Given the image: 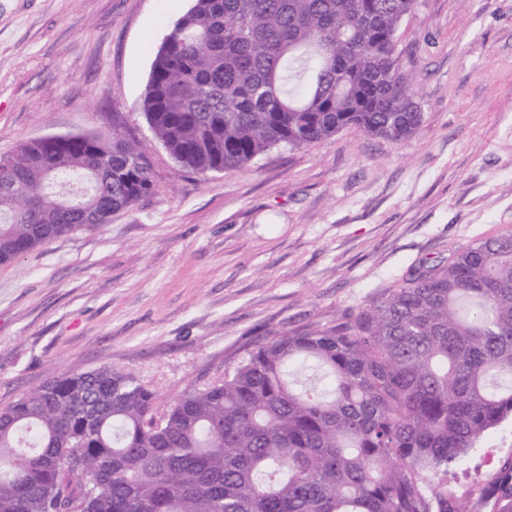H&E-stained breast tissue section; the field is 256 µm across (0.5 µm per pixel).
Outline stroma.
<instances>
[{
    "label": "stroma",
    "instance_id": "obj_1",
    "mask_svg": "<svg viewBox=\"0 0 512 512\" xmlns=\"http://www.w3.org/2000/svg\"><path fill=\"white\" fill-rule=\"evenodd\" d=\"M192 0H0V155L131 129L155 188L110 223L0 264V407L73 370L170 403L266 336L381 300L419 262L512 234V0H418L396 51L423 112L402 140L340 130L233 173L182 170L140 103Z\"/></svg>",
    "mask_w": 512,
    "mask_h": 512
}]
</instances>
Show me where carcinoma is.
Returning <instances> with one entry per match:
<instances>
[{
  "label": "carcinoma",
  "mask_w": 512,
  "mask_h": 512,
  "mask_svg": "<svg viewBox=\"0 0 512 512\" xmlns=\"http://www.w3.org/2000/svg\"><path fill=\"white\" fill-rule=\"evenodd\" d=\"M416 0H193L141 107L202 176L346 127L422 120L396 55ZM1 161L0 263L155 186L119 133L24 141ZM512 421V235L410 270L354 319L278 333L161 407L130 372L73 371L0 407V512H512V452L448 481Z\"/></svg>",
  "instance_id": "cac0c4a2"
}]
</instances>
